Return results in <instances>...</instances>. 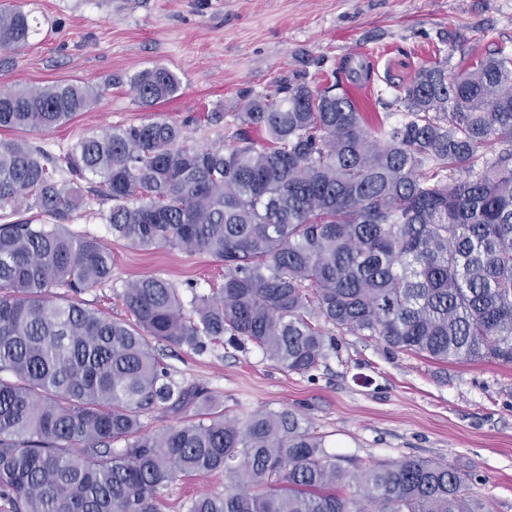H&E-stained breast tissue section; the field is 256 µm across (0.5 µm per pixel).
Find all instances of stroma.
I'll return each instance as SVG.
<instances>
[{"label":"stroma","mask_w":512,"mask_h":512,"mask_svg":"<svg viewBox=\"0 0 512 512\" xmlns=\"http://www.w3.org/2000/svg\"><path fill=\"white\" fill-rule=\"evenodd\" d=\"M40 22L23 50L0 54V87L38 88L80 81L100 91L89 109L51 131L0 130V140L30 142L53 154L107 126L166 119L185 123L192 143L222 145L226 122L197 127L201 112L241 111L248 97L275 94L297 72L311 84L335 80L344 60L365 61L368 77L349 85L368 112L381 111L435 54L459 59L497 46L512 53V0H18ZM160 65L181 87L147 108L130 80ZM112 252V286L82 293V303L126 315L113 287L154 275L186 290L223 281L224 265L208 254L145 250L113 236L86 214L67 222ZM170 380L207 388L240 419L260 409L305 414L344 466L409 457L441 461L472 478L470 490L492 512H512V364L494 360L439 363L389 353L374 338L336 339L319 368L288 372L253 345L210 344L201 353L158 346ZM224 489V475L183 476L164 489L160 512H185L189 497Z\"/></svg>","instance_id":"stroma-1"}]
</instances>
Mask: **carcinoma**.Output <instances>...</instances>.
Instances as JSON below:
<instances>
[{"instance_id": "1", "label": "carcinoma", "mask_w": 512, "mask_h": 512, "mask_svg": "<svg viewBox=\"0 0 512 512\" xmlns=\"http://www.w3.org/2000/svg\"><path fill=\"white\" fill-rule=\"evenodd\" d=\"M38 31L0 4L1 54ZM131 88L152 106L180 80L155 66ZM100 96L0 89V129L51 130ZM393 106L404 120L371 119L293 74L232 113L227 146L166 120L103 128L61 157L0 140V219L17 216L0 224V496L15 512H158L169 483L215 471L224 492L186 512H490L446 463L350 470L294 410L228 418L156 355L226 337L307 374L353 333L444 363H512V56L424 66ZM91 177L106 213L81 193ZM32 210L53 227L18 217ZM82 210L136 247L214 256L224 283L185 295L152 275L125 282L123 320L53 293L112 284L104 243L64 227ZM154 410L183 420L145 433Z\"/></svg>"}]
</instances>
